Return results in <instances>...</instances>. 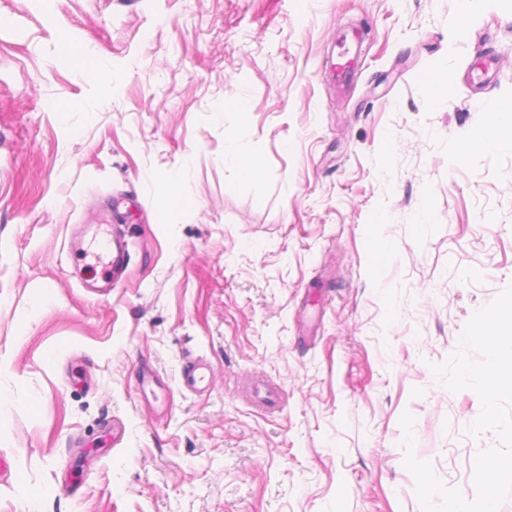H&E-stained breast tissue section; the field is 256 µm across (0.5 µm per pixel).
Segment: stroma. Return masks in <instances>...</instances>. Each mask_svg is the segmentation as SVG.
<instances>
[{"instance_id": "stroma-1", "label": "stroma", "mask_w": 512, "mask_h": 512, "mask_svg": "<svg viewBox=\"0 0 512 512\" xmlns=\"http://www.w3.org/2000/svg\"><path fill=\"white\" fill-rule=\"evenodd\" d=\"M0 15V512H422L406 412L415 457L474 496L498 438L468 434L478 395L432 367L512 284V149L466 148L512 98V0ZM359 29L341 90L336 44ZM229 137L258 177L225 160ZM176 171L186 207L165 202ZM80 224L128 234L108 294L83 286L101 265L89 234L75 258ZM355 46L354 38H352V48L346 51V60L336 63L337 68L334 69L335 83L338 87H345L351 84L355 76V69L357 65V51H353ZM353 54V55H352Z\"/></svg>"}]
</instances>
